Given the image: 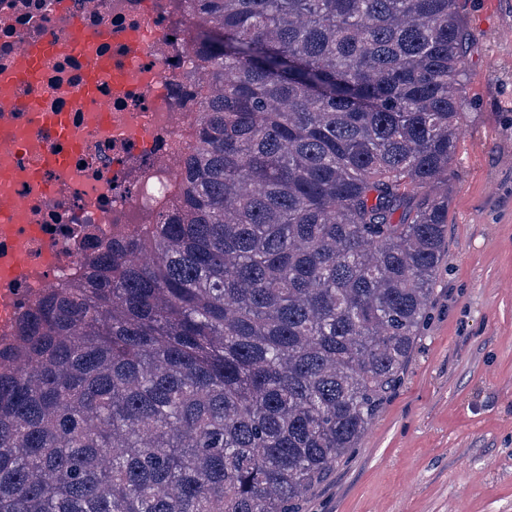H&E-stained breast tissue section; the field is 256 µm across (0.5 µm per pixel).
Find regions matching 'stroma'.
<instances>
[{"instance_id":"35a3bbf8","label":"stroma","mask_w":512,"mask_h":512,"mask_svg":"<svg viewBox=\"0 0 512 512\" xmlns=\"http://www.w3.org/2000/svg\"><path fill=\"white\" fill-rule=\"evenodd\" d=\"M468 104L427 316L303 512H512V0H461Z\"/></svg>"}]
</instances>
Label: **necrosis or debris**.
Wrapping results in <instances>:
<instances>
[{
	"label": "necrosis or debris",
	"instance_id": "necrosis-or-debris-1",
	"mask_svg": "<svg viewBox=\"0 0 512 512\" xmlns=\"http://www.w3.org/2000/svg\"><path fill=\"white\" fill-rule=\"evenodd\" d=\"M93 39L61 52L72 21ZM192 16L186 0H0V75L23 44H43L38 75L15 84L0 108V140L22 136L36 151L0 153V202L27 204L25 221L0 217V334L43 289L80 277L100 243L147 223L179 164L190 92L184 78ZM112 61L90 105L105 119L69 107L58 91L84 86L91 61ZM59 154L64 168L46 165Z\"/></svg>",
	"mask_w": 512,
	"mask_h": 512
}]
</instances>
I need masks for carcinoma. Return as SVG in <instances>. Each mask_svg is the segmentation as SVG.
I'll return each instance as SVG.
<instances>
[{
  "mask_svg": "<svg viewBox=\"0 0 512 512\" xmlns=\"http://www.w3.org/2000/svg\"><path fill=\"white\" fill-rule=\"evenodd\" d=\"M156 223L0 335V512H300L425 318L465 97L458 0H188Z\"/></svg>",
  "mask_w": 512,
  "mask_h": 512,
  "instance_id": "cac0c4a2",
  "label": "carcinoma"
}]
</instances>
